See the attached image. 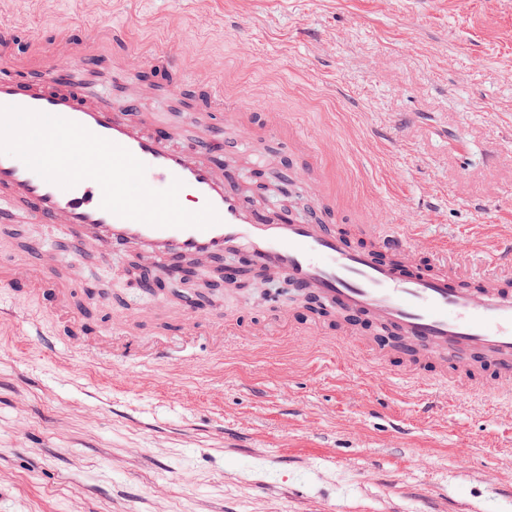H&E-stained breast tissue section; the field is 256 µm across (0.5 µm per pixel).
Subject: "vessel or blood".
Instances as JSON below:
<instances>
[{"mask_svg":"<svg viewBox=\"0 0 512 512\" xmlns=\"http://www.w3.org/2000/svg\"><path fill=\"white\" fill-rule=\"evenodd\" d=\"M89 63L81 43L66 36L50 56L1 47L0 105L66 118L125 147L145 164L149 187L163 190L181 180L200 204L214 207L219 223L163 228L122 218L102 209L96 181L84 179L65 189L6 154H0V199L48 227H63L73 248L90 246L103 258L139 248L153 258L160 275L191 260L244 258L337 308L398 327L411 347L435 364L453 361L455 381L469 382L465 360L474 352L490 355L493 372L512 380V278L477 277L464 284L445 265L416 264L410 230L390 235L373 229L369 240L357 245L335 225L246 206L235 180L215 160L219 144L203 150L174 147L167 128L139 118L143 105L134 98L87 101L71 78ZM15 288L37 293L58 315L78 312L53 275L18 261L0 274L1 290Z\"/></svg>","mask_w":512,"mask_h":512,"instance_id":"1","label":"vessel or blood"}]
</instances>
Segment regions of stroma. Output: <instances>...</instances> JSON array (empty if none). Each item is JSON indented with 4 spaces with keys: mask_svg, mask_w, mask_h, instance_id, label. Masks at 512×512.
Masks as SVG:
<instances>
[{
    "mask_svg": "<svg viewBox=\"0 0 512 512\" xmlns=\"http://www.w3.org/2000/svg\"><path fill=\"white\" fill-rule=\"evenodd\" d=\"M31 39L100 35L108 55L161 48L175 73L146 102L200 146L221 129L231 175L255 155L321 215L307 156L267 136L285 113L332 178L336 227H411L412 257L466 282L512 274V0H0ZM249 113L223 125L205 81ZM47 266L78 325L0 291V512H512V384L477 390L399 359L377 364L347 323L281 299L216 293L206 334L166 333L183 306L0 205V263ZM35 318L55 341L29 336ZM124 333L143 363L103 364L73 329Z\"/></svg>",
    "mask_w": 512,
    "mask_h": 512,
    "instance_id": "35a3bbf8",
    "label": "stroma"
}]
</instances>
